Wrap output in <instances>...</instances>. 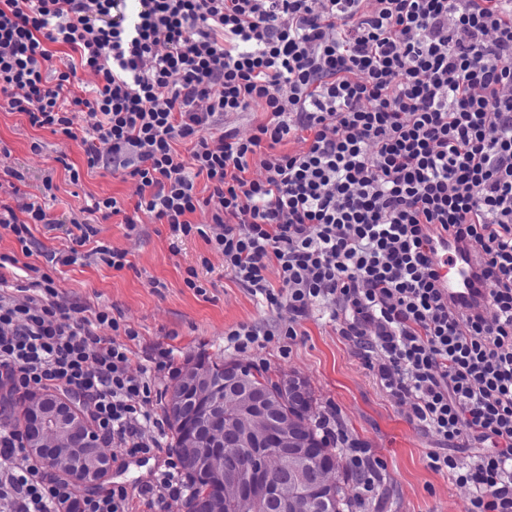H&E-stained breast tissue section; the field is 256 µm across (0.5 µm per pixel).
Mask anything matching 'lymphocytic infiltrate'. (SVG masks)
<instances>
[{
  "label": "lymphocytic infiltrate",
  "mask_w": 512,
  "mask_h": 512,
  "mask_svg": "<svg viewBox=\"0 0 512 512\" xmlns=\"http://www.w3.org/2000/svg\"><path fill=\"white\" fill-rule=\"evenodd\" d=\"M53 43L72 58L53 65ZM81 68L91 89L74 88ZM256 105L269 120L253 134L225 126ZM0 108L81 140L88 167L135 179L128 226L146 214L186 236L188 214L209 209L225 269L288 308L286 335L326 305L411 422L474 449L429 455L471 490L467 512H512L506 0H0ZM299 136L302 151H278ZM437 232L471 248L477 307L449 305ZM56 295L47 273L0 292V389L22 402L69 391L100 441L158 452L150 383L116 337L134 330ZM178 476L135 498L122 485L82 493L0 426V512H168Z\"/></svg>",
  "instance_id": "lymphocytic-infiltrate-1"
}]
</instances>
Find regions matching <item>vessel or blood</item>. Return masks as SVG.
<instances>
[{
	"mask_svg": "<svg viewBox=\"0 0 512 512\" xmlns=\"http://www.w3.org/2000/svg\"><path fill=\"white\" fill-rule=\"evenodd\" d=\"M435 259L442 283L448 291L449 304L465 308L475 302L478 297L476 269L470 248L443 236L435 243Z\"/></svg>",
	"mask_w": 512,
	"mask_h": 512,
	"instance_id": "obj_1",
	"label": "vessel or blood"
}]
</instances>
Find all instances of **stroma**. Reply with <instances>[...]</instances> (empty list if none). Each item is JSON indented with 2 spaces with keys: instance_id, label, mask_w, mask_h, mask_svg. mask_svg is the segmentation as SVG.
I'll return each mask as SVG.
<instances>
[{
  "instance_id": "obj_1",
  "label": "stroma",
  "mask_w": 512,
  "mask_h": 512,
  "mask_svg": "<svg viewBox=\"0 0 512 512\" xmlns=\"http://www.w3.org/2000/svg\"><path fill=\"white\" fill-rule=\"evenodd\" d=\"M1 166L18 170L23 179L0 177V205L18 213L23 204L36 201L51 217L50 223L31 225L23 244L0 230V254L17 256L22 247L30 249L27 268L0 269V288L7 291L27 281L31 268L46 269L48 254L68 255L77 222L87 218L85 204L112 197L128 204L136 200V183L129 176L88 168L80 141L31 126L21 112L0 109ZM189 220L194 233L175 238L150 216H141L133 228L123 215L112 216L97 225L81 258L52 270L59 299L79 304L89 315L108 310L136 330L128 343L132 366L146 369L161 393L147 410L157 422L153 434L162 452L127 465L123 446H106L107 480L133 494L167 468L173 448L163 393L172 378L151 361L167 349L180 366L204 355L307 380L319 415L368 448L374 462L377 489L359 504V512H465L467 491L429 466L428 455L440 448L439 438L409 421L329 309L313 306L300 320L296 337L283 336L287 311L260 304L225 270L223 255L207 240L214 232L209 212L196 211ZM101 244L125 251L128 266L118 271L106 264L94 252ZM242 325L264 330L260 345L238 350L228 344L227 333Z\"/></svg>"
}]
</instances>
